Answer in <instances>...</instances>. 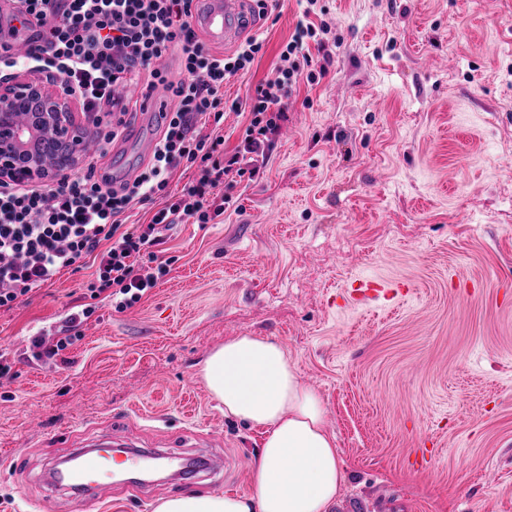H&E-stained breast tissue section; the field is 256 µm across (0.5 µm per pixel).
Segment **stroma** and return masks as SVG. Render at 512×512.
Here are the masks:
<instances>
[{
	"label": "stroma",
	"mask_w": 512,
	"mask_h": 512,
	"mask_svg": "<svg viewBox=\"0 0 512 512\" xmlns=\"http://www.w3.org/2000/svg\"><path fill=\"white\" fill-rule=\"evenodd\" d=\"M264 41L224 87L218 128L264 80L303 17L276 0ZM309 43L328 73L299 82L258 174L220 224H180L142 300H102L63 359H36L89 300L92 259L0 314V512H78L46 469L90 438L221 453L219 491H253L262 435L226 415L203 360L274 336L321 399L347 480L334 512H512V0H318ZM359 279L406 284L348 304ZM41 422L32 426L31 409ZM88 512H151L178 494L166 461Z\"/></svg>",
	"instance_id": "stroma-1"
}]
</instances>
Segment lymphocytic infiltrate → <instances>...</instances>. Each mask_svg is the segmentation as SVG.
I'll use <instances>...</instances> for the list:
<instances>
[{
    "instance_id": "obj_1",
    "label": "lymphocytic infiltrate",
    "mask_w": 512,
    "mask_h": 512,
    "mask_svg": "<svg viewBox=\"0 0 512 512\" xmlns=\"http://www.w3.org/2000/svg\"><path fill=\"white\" fill-rule=\"evenodd\" d=\"M194 0H69L63 14L55 0H19L26 12L48 27L46 47L25 55L0 51V79L19 67L59 80L93 126L102 112L112 114V131L102 138L97 158L62 184L21 186L0 183V310L85 258L97 262L92 298L110 293L122 312L140 302L167 272L156 248L178 224H208L234 205L233 190L246 173L249 155L264 152L287 118L290 98L300 81L314 85L326 68H313L307 43L328 32L327 22H299L282 47L267 78L246 97L245 137L232 154L224 138L206 133L209 121L224 117V86L249 71L262 52V39L248 37L236 54L224 57L205 48L191 23ZM179 55V72L157 65L170 52ZM161 90L174 102L163 113L164 127L152 155L134 179L119 182L97 174L98 158L124 133L138 104L115 98L121 85ZM195 176L180 193L167 191L173 168ZM160 200L145 224L131 219L138 205Z\"/></svg>"
}]
</instances>
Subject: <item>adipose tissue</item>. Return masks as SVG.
<instances>
[{"label": "adipose tissue", "mask_w": 512, "mask_h": 512, "mask_svg": "<svg viewBox=\"0 0 512 512\" xmlns=\"http://www.w3.org/2000/svg\"><path fill=\"white\" fill-rule=\"evenodd\" d=\"M201 376L225 414L262 429L252 495L176 496L155 512H331L346 483L319 397L271 336H234L204 360Z\"/></svg>", "instance_id": "1"}]
</instances>
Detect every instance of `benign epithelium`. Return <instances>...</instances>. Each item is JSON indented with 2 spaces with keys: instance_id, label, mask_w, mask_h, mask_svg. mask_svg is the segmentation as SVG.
Returning a JSON list of instances; mask_svg holds the SVG:
<instances>
[{
  "instance_id": "obj_1",
  "label": "benign epithelium",
  "mask_w": 512,
  "mask_h": 512,
  "mask_svg": "<svg viewBox=\"0 0 512 512\" xmlns=\"http://www.w3.org/2000/svg\"><path fill=\"white\" fill-rule=\"evenodd\" d=\"M28 113L18 125L17 112ZM82 136L67 95L35 81H0V180L54 183L66 177Z\"/></svg>"
}]
</instances>
